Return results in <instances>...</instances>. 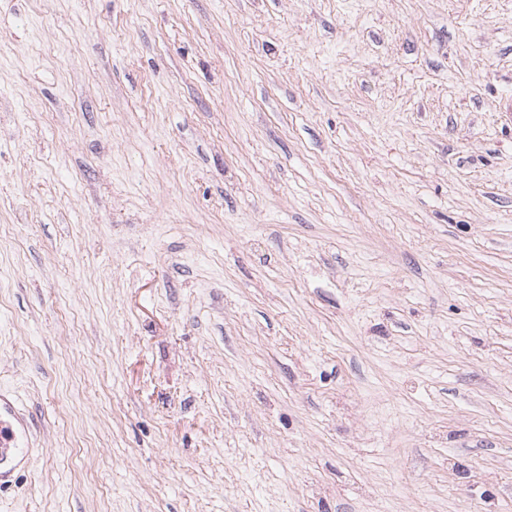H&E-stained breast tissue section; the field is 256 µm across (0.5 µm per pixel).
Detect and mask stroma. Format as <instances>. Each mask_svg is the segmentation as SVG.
Wrapping results in <instances>:
<instances>
[{
    "label": "stroma",
    "mask_w": 512,
    "mask_h": 512,
    "mask_svg": "<svg viewBox=\"0 0 512 512\" xmlns=\"http://www.w3.org/2000/svg\"><path fill=\"white\" fill-rule=\"evenodd\" d=\"M512 0H0V512H512ZM31 427L9 396L0 391V491L9 488L18 471L31 462Z\"/></svg>",
    "instance_id": "1"
}]
</instances>
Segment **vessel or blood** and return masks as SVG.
<instances>
[{
	"mask_svg": "<svg viewBox=\"0 0 512 512\" xmlns=\"http://www.w3.org/2000/svg\"><path fill=\"white\" fill-rule=\"evenodd\" d=\"M31 427L9 396L0 391V491L31 462Z\"/></svg>",
	"mask_w": 512,
	"mask_h": 512,
	"instance_id": "vessel-or-blood-1",
	"label": "vessel or blood"
}]
</instances>
